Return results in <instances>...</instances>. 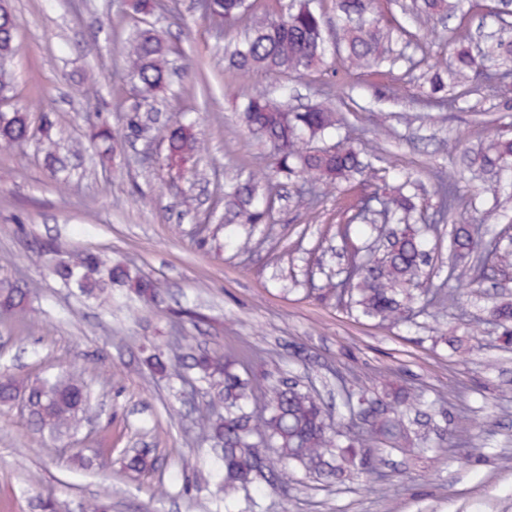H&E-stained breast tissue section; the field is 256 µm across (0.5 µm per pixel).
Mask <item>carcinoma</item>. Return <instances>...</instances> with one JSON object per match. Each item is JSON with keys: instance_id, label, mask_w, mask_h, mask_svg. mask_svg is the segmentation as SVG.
<instances>
[{"instance_id": "carcinoma-1", "label": "carcinoma", "mask_w": 512, "mask_h": 512, "mask_svg": "<svg viewBox=\"0 0 512 512\" xmlns=\"http://www.w3.org/2000/svg\"><path fill=\"white\" fill-rule=\"evenodd\" d=\"M324 0H289L285 11L272 16L260 9L259 0H204L199 4L203 17L212 23L220 39H228L239 23L249 24L246 38L225 50V71L239 77L258 72L284 76L323 71L345 82L385 60L392 52L393 37L413 40L415 35L400 22L384 24L376 0H333L335 20L329 21ZM132 15L143 20L155 17L127 38L121 47L124 76L140 95L151 98L170 85L172 50L164 38L160 20L174 13L166 0H128ZM460 8L459 0H421L419 13L426 18L450 15ZM15 16L0 0V93L9 86L4 63L12 57L16 41ZM512 62V40H499L488 58L478 59L466 50L457 52L458 71H470L491 88L512 76V68L499 69L496 63ZM247 130L269 143L278 171L303 178L312 173L336 185L354 181L371 184L378 171L364 162L361 150L352 145L316 148L311 146L338 125L336 113L317 104L303 112H291L275 98L252 95L240 108ZM140 106L127 109L122 137L136 139L145 132ZM54 122L44 116L42 144L52 165H63L53 137ZM30 136L28 115L17 109L0 112V141L21 145ZM167 159L180 165L200 152L193 124L182 113L170 116L166 126ZM468 166L494 174L512 168V137L488 140L468 160ZM440 202L438 219L453 217L452 256L464 261L477 247L474 229L466 214L458 211L454 184L437 177ZM269 189L252 179L231 184L224 191L226 224H265L269 220ZM388 217L397 224L391 249L371 260L351 253L352 272L330 289L336 302L354 306L360 314L379 323H406L415 304L428 299L429 289L422 278L426 264V238L412 223L413 198L401 186L386 192ZM40 253L50 262L61 284L87 299L102 303L112 298V288L129 287L146 305L158 302L156 282L136 269L114 264L98 252L62 249L52 240L40 243ZM495 266L512 270V249L492 251ZM31 288L20 279L0 277V313L23 314L29 305ZM492 320L501 328L503 345L512 346V301H500L490 308ZM185 367L194 371L207 387L209 407L197 418L199 431L213 446L216 466L203 479L217 489L214 512H238L240 492L265 474L270 485L283 484L296 472L335 483L356 470L375 473V443L386 442L402 452L411 440L415 415H424V403L417 389L406 385L380 383L382 396H359L356 401L359 425L345 431L335 423L324 403L296 382L278 381L264 406L252 409V380L236 372L234 361L210 351L194 350L186 355ZM23 400L30 424L39 434H75L82 427L89 398L82 373L76 369L50 374L36 380L0 375V406ZM155 459L134 454L125 460L126 470L142 474L155 466Z\"/></svg>"}]
</instances>
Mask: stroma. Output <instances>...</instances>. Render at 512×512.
Wrapping results in <instances>:
<instances>
[{
  "label": "stroma",
  "mask_w": 512,
  "mask_h": 512,
  "mask_svg": "<svg viewBox=\"0 0 512 512\" xmlns=\"http://www.w3.org/2000/svg\"><path fill=\"white\" fill-rule=\"evenodd\" d=\"M122 4L8 0L18 23L16 99L31 122L45 113L55 118L67 170L54 172L37 142H0V274L23 278L33 290L26 313L0 318V367L33 379L78 366L95 408L77 436L53 439L32 430L21 404L0 407V512H36V498L48 495L62 512H80L98 494L110 497L112 512H210V493L191 488L196 472L214 462L196 426L206 397L190 381L141 363L157 348L178 356L169 345L174 336L238 358L259 396L289 375L340 418L339 386L373 394L387 380L417 387L445 417L438 426L427 419L417 425L426 451H379L377 478L296 479L257 497L254 512H512V350L499 348L487 313L488 303L512 297V278L486 271L478 284L484 300L469 297L473 273L451 265L452 226L439 224L428 234L429 286L452 300L395 326L358 318L326 294L346 266L337 227L372 187L321 185L315 204L303 202L300 180L278 173L271 147L237 118L244 95L282 83L290 107L326 103L344 117L335 140L364 144L382 181L412 176L417 216L430 219L438 206L437 175L454 178L478 252L487 255L512 242V172L501 175L499 196L487 195L464 174L462 153L512 136V83L490 91L452 76L450 108L423 99L429 62L456 51L450 30L464 23L512 39V14L500 19L482 0H466L462 12L426 21L416 19L413 0H381L415 40L394 64L333 84L320 72L225 77L223 41L194 0H179L166 38L188 73L156 106L194 122L202 150L180 170L168 165L161 124L119 144L107 163L87 137L89 121L99 117L121 129L122 109L136 96L120 78L121 42L133 26ZM200 66L204 86L194 82ZM237 175L269 182V223L225 224L224 183ZM49 238L136 265L157 280L162 303L82 302L46 269L39 245ZM449 326L469 345L468 357L438 338ZM138 451L158 460L148 475L124 468ZM187 458L195 472H183Z\"/></svg>",
  "instance_id": "stroma-1"
}]
</instances>
